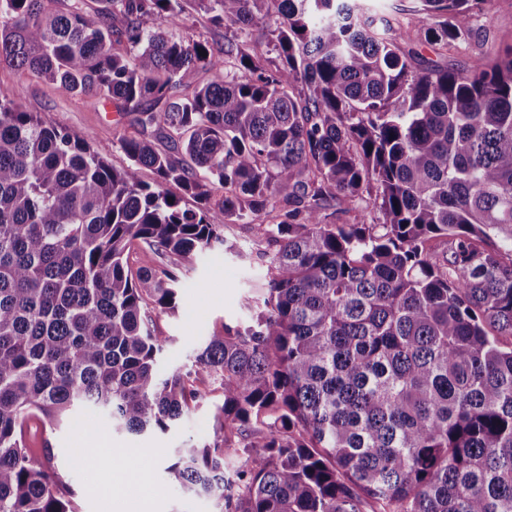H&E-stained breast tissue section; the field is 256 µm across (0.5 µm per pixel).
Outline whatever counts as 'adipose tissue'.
<instances>
[{
  "mask_svg": "<svg viewBox=\"0 0 512 512\" xmlns=\"http://www.w3.org/2000/svg\"><path fill=\"white\" fill-rule=\"evenodd\" d=\"M87 458L92 464L109 469L118 465L131 492L124 498L113 499L112 512H151L155 488L148 463L138 453H126L115 458L112 449L107 448L104 439L95 438L86 444Z\"/></svg>",
  "mask_w": 512,
  "mask_h": 512,
  "instance_id": "1",
  "label": "adipose tissue"
}]
</instances>
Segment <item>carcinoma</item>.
Instances as JSON below:
<instances>
[{
  "mask_svg": "<svg viewBox=\"0 0 512 512\" xmlns=\"http://www.w3.org/2000/svg\"><path fill=\"white\" fill-rule=\"evenodd\" d=\"M47 2L0 0V65L114 103L129 163L0 101V512H76L30 422L165 431L204 397L149 323L236 222L262 305L200 343L220 424L168 483L218 512H512V44L416 70L360 0H195L220 49L162 29L182 0ZM490 2L421 0L426 42Z\"/></svg>",
  "mask_w": 512,
  "mask_h": 512,
  "instance_id": "cac0c4a2",
  "label": "carcinoma"
}]
</instances>
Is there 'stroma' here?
<instances>
[{
	"label": "stroma",
	"instance_id": "stroma-1",
	"mask_svg": "<svg viewBox=\"0 0 512 512\" xmlns=\"http://www.w3.org/2000/svg\"><path fill=\"white\" fill-rule=\"evenodd\" d=\"M377 14L397 13L410 37L402 47L419 55V65L434 62L451 68L469 67L478 57H494L500 44L512 41V0H492L473 17L475 34L469 46L443 50L427 45L418 19V0H368ZM0 99L14 100L29 112L39 113L46 122L64 126L108 147V161L114 167L126 165L118 145L124 132L115 105L91 96L70 97L51 82L27 73L0 68ZM227 244L208 252L184 281L177 308L171 314H157L155 328L168 342L160 357L161 373L191 365L195 350L205 336L223 331L225 324L248 322L261 303L260 287L266 281L267 262L253 244L249 224H230L224 229ZM205 397L169 430L131 434L111 427L95 407L85 406L55 429L33 424L30 440L48 438L54 457L50 462L71 492L76 512H101L108 482L119 481V473L106 475L88 471L82 441L99 434L108 445L137 449L151 465L155 497L153 512H216L215 503L203 497H188L168 487L165 469L174 449L190 443L210 441L217 425L215 411L224 396L210 376H203Z\"/></svg>",
	"mask_w": 512,
	"mask_h": 512
}]
</instances>
